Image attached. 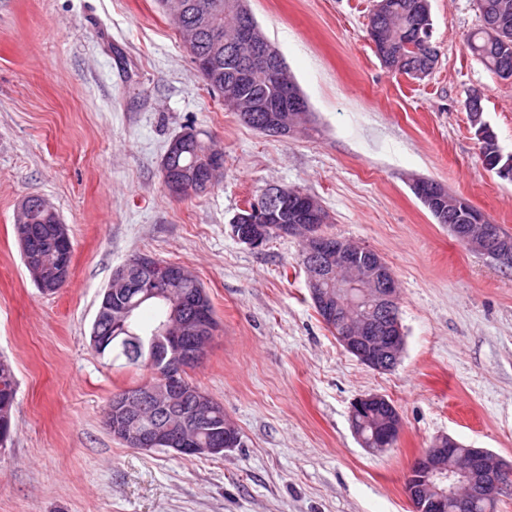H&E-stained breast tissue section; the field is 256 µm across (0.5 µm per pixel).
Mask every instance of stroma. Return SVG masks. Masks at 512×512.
Here are the masks:
<instances>
[{
    "instance_id": "1",
    "label": "stroma",
    "mask_w": 512,
    "mask_h": 512,
    "mask_svg": "<svg viewBox=\"0 0 512 512\" xmlns=\"http://www.w3.org/2000/svg\"><path fill=\"white\" fill-rule=\"evenodd\" d=\"M375 3L250 0L313 114L282 139L225 111L156 0H0V360L17 382L0 512H413L406 475L435 439L512 460V270L457 242L411 188L435 180L512 233V182L484 168L466 109L481 92L512 153V81L466 46L477 0H431L440 55L421 80L376 56ZM190 127L223 150L224 174L176 197L161 163ZM271 185L316 196L328 232L391 268L405 331L394 369L339 345L297 239L253 249L232 236L233 217ZM30 196L53 206L73 245L51 295L15 236ZM137 253L188 267L211 299L217 330L190 376L242 433L223 455L131 448L105 424L113 394L149 376L90 340L103 289ZM367 394L401 415L383 453L351 428Z\"/></svg>"
}]
</instances>
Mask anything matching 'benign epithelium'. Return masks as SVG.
<instances>
[{"mask_svg": "<svg viewBox=\"0 0 512 512\" xmlns=\"http://www.w3.org/2000/svg\"><path fill=\"white\" fill-rule=\"evenodd\" d=\"M240 22L233 39L248 48L246 58L237 59L236 69L224 73L234 87L253 83L268 73L287 72L286 64L263 33L247 7V0H235ZM215 27L208 14H198L185 33L188 44L202 31ZM229 108L248 119H261L264 132L291 137L310 117L306 98L293 80L278 84L274 98L226 96ZM205 176L187 186L170 183L169 191L202 193L224 171L219 155H211ZM414 191L437 214L450 234L469 250L489 258L503 269L512 267V238L498 224L481 216L472 224H453L450 215L463 199L448 196V190L413 184ZM329 215L320 202L297 189L269 186L254 206L246 207L231 222V233L253 249L263 247L270 236L298 237L302 241L303 269L316 311L323 323L337 327V341L349 353L373 370H389L401 359L405 334L399 313V289L393 272L374 250L329 234L324 230ZM25 267L33 282L45 294L65 285L72 266L71 240L66 225H52L60 255L51 264L29 250L28 228H16ZM137 280L128 268L120 267L104 291L96 320L122 325L130 308L112 303L126 289L135 288L140 299H164L172 305L169 320L160 324L156 341L169 353L157 379L143 384L138 392L115 400L107 417L110 431L126 444L139 449L169 448L180 455H218L229 435L219 425L212 429V447H198L195 424L211 420L217 410L210 396L194 394L193 424L175 418L177 407L186 400L181 378L206 356L216 323L205 293L193 299L194 314L186 313L181 288L187 272L152 256L137 261ZM354 433L364 448L375 452L394 446L401 429L396 407L384 396L358 398L351 408ZM408 497L414 512H469L478 502L495 504L512 493V462L483 448H467L451 437L436 439L414 460L408 475Z\"/></svg>", "mask_w": 512, "mask_h": 512, "instance_id": "1", "label": "benign epithelium"}]
</instances>
